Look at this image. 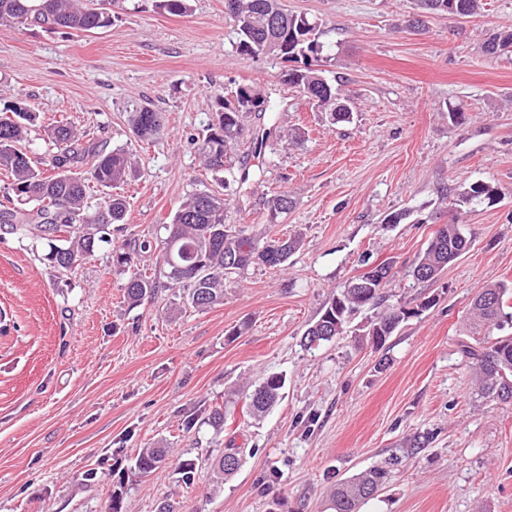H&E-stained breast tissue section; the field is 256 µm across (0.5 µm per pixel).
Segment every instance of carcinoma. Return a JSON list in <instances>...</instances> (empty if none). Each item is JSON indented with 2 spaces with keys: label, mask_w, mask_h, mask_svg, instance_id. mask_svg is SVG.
Returning a JSON list of instances; mask_svg holds the SVG:
<instances>
[{
  "label": "carcinoma",
  "mask_w": 512,
  "mask_h": 512,
  "mask_svg": "<svg viewBox=\"0 0 512 512\" xmlns=\"http://www.w3.org/2000/svg\"><path fill=\"white\" fill-rule=\"evenodd\" d=\"M156 8L170 15L190 10L189 0H155ZM418 18L423 13H443L465 18L480 12V0H415ZM227 15L234 22L235 51L256 58L275 55L296 63L288 69V84L302 97L314 101L325 112L331 125L348 122L354 112L350 98L341 93L313 63L322 60L324 45L319 41L320 24L303 15L289 14L280 0H231ZM109 14L92 8L87 0H0V26L13 29L40 27L65 28L90 32L108 26ZM512 48V30L490 34L483 43L486 53L494 55ZM259 94L240 87L233 99H224L222 110L195 141L204 168L224 173V183L245 182L249 173L235 166L230 153L242 132L243 110L260 108ZM0 118V170L5 172L7 199L0 203V224L13 233H30L48 247L45 260L62 271L79 267L105 245L112 244V230L125 222L127 202L124 196L110 192L126 181L132 171L133 150L129 145L106 149L75 126L57 123L44 128L54 151L33 158L22 143L36 126L38 115L26 101H8ZM129 124L140 142L152 143L163 126L161 113L141 106L130 113ZM105 193L92 199V189ZM498 191L487 182L468 184L448 204V223L440 225L408 266V276L418 282L438 279L440 273L469 248V239L459 224L457 208L462 204L496 201ZM33 204L28 209L26 205ZM226 199L214 190H199L180 205L170 223L161 226L164 237L153 242L144 239L112 248V264L127 274L122 284L124 297L134 306L152 301L158 289L173 291L169 312L177 316L194 309L204 311L224 303V287L234 275L254 264L269 268L288 266L289 258L301 247L302 237L268 238L252 235L226 222ZM294 200L283 191L268 201L274 216L288 212ZM178 240L169 249L168 238ZM154 254L152 274L138 268V257ZM395 278L390 263L349 278L310 325L301 338L302 346L316 349L348 332L353 320L367 311L370 316L354 329L360 341L382 348L399 326L418 317L437 304L426 297L411 306L388 303L385 289ZM512 285L487 284L471 302L468 327L475 342L462 344L463 356L474 365L479 390L487 398L512 402V334L501 335L512 327ZM285 377L272 373L246 393L253 415H265L280 398ZM167 459V449L147 447L139 450L134 471L127 480L138 482L154 474ZM389 472L374 466L352 476L333 490L334 512H360L362 506L377 497Z\"/></svg>",
  "instance_id": "obj_1"
}]
</instances>
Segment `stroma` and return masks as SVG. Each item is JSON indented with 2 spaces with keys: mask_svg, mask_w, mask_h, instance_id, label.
Masks as SVG:
<instances>
[{
  "mask_svg": "<svg viewBox=\"0 0 512 512\" xmlns=\"http://www.w3.org/2000/svg\"><path fill=\"white\" fill-rule=\"evenodd\" d=\"M281 2L320 23L322 69L355 103L353 123L328 124L284 82L280 58L238 55L224 0H191L181 16L154 0H107L112 24L92 32L0 27V94L26 97L42 122L112 147L130 140L133 107L162 113L123 189L124 237L159 236L210 182L194 139L241 86L264 109L243 114L233 161L250 178L224 189L227 221L303 235L287 270L252 265L222 304L174 318L164 289L129 307L111 248L60 272L43 241L0 230V512H105L148 445L169 461L127 484L123 512L164 500L175 512H331L337 484L388 460L362 512H512V403L483 398L459 351L472 297L512 283V53L481 49L486 32L512 27V0H483L473 18L430 16L420 33L394 30L412 0ZM449 104L466 124L449 121ZM474 181L499 198L462 206L469 251L437 281L415 282L409 263L448 220L440 187L453 198ZM281 191L295 205L274 219L267 202ZM384 261L395 299L437 305L382 349L344 335L305 350L336 290ZM270 373L285 376L283 396L257 420L245 392ZM217 405L220 430L206 422ZM418 432L432 443L408 448ZM229 448L240 467L211 491ZM181 460L197 467L193 485Z\"/></svg>",
  "mask_w": 512,
  "mask_h": 512,
  "instance_id": "stroma-1",
  "label": "stroma"
}]
</instances>
